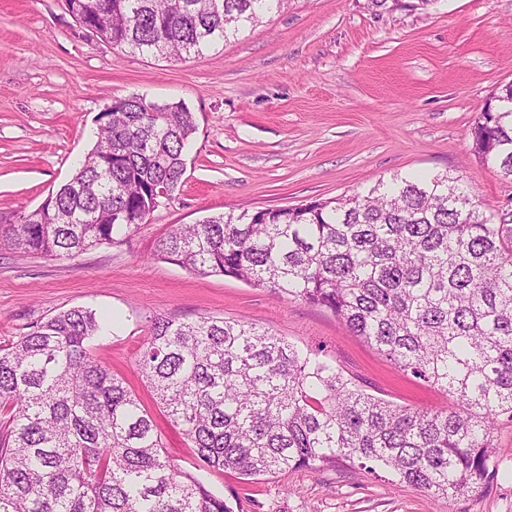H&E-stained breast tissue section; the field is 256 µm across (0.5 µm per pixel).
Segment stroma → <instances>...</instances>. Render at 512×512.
<instances>
[{
	"label": "stroma",
	"mask_w": 512,
	"mask_h": 512,
	"mask_svg": "<svg viewBox=\"0 0 512 512\" xmlns=\"http://www.w3.org/2000/svg\"><path fill=\"white\" fill-rule=\"evenodd\" d=\"M512 81V0H287L186 60L134 55L80 27L63 0H0V217L36 208L92 148L112 101L180 102L196 131L181 186L130 238L71 259L0 250V340L78 306L114 315L92 353L152 413L175 463L193 451L156 405L137 360L154 318L247 319L401 406L446 395L397 372L331 312L157 256L177 224L364 194L394 176L460 179L485 212L512 210V181L472 150L479 108ZM498 477L455 502L388 472L337 464L258 480L207 471L239 512H512V422L495 431Z\"/></svg>",
	"instance_id": "obj_1"
}]
</instances>
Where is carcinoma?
<instances>
[{
  "label": "carcinoma",
  "instance_id": "obj_1",
  "mask_svg": "<svg viewBox=\"0 0 512 512\" xmlns=\"http://www.w3.org/2000/svg\"><path fill=\"white\" fill-rule=\"evenodd\" d=\"M114 47L183 60L285 0H65ZM472 128L478 158L512 180V83ZM72 177L0 224V248L73 258L133 235L174 193L195 132L181 102H112ZM221 274L324 308L451 405L407 408L344 378L316 350L242 320H153L138 369L196 469L259 479L345 460L430 496L476 495L512 419V215H486L446 175L394 177L366 195L177 225L156 244ZM104 323L61 311L0 345V512H235L176 465L140 399L93 357Z\"/></svg>",
  "mask_w": 512,
  "mask_h": 512
}]
</instances>
